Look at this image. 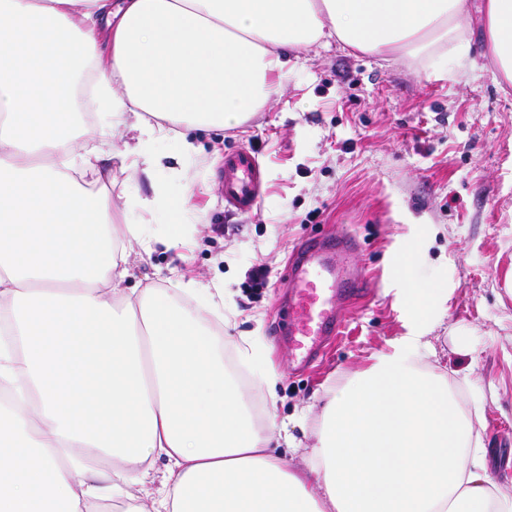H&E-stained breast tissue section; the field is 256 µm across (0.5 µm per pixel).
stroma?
I'll use <instances>...</instances> for the list:
<instances>
[{
	"mask_svg": "<svg viewBox=\"0 0 512 512\" xmlns=\"http://www.w3.org/2000/svg\"><path fill=\"white\" fill-rule=\"evenodd\" d=\"M469 77L430 76L426 65L334 43L289 66L280 91L234 127L191 133L196 153L179 178L159 171L171 197L191 184L196 224L155 225L150 252L129 257L128 285L203 280L224 287L212 322L224 359L257 334L277 375L274 411L296 440L318 424L309 406L341 389L402 337L426 336L436 371L467 376L465 402L482 405L489 473L512 482V83L496 72L479 10L468 19ZM245 148L260 164L257 206L227 211L225 153ZM179 232L181 251L164 238ZM350 234L366 279L343 304L341 336L297 362L279 333L286 272L308 242ZM268 272L254 285L255 266ZM445 288L419 316L412 289Z\"/></svg>",
	"mask_w": 512,
	"mask_h": 512,
	"instance_id": "stroma-1",
	"label": "stroma"
}]
</instances>
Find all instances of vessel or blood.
<instances>
[{
  "label": "vessel or blood",
  "mask_w": 512,
  "mask_h": 512,
  "mask_svg": "<svg viewBox=\"0 0 512 512\" xmlns=\"http://www.w3.org/2000/svg\"><path fill=\"white\" fill-rule=\"evenodd\" d=\"M259 167L254 154L237 149L224 156V203L238 213L248 212L258 197ZM353 246L350 238H337L334 246L303 247L288 266L292 304L288 313L290 342L301 360L315 357L328 336L338 332L342 320L337 304L356 294L364 281L359 272H344L331 264L329 254L343 255Z\"/></svg>",
  "instance_id": "1"
}]
</instances>
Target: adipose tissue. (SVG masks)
<instances>
[{
	"instance_id": "1",
	"label": "adipose tissue",
	"mask_w": 512,
	"mask_h": 512,
	"mask_svg": "<svg viewBox=\"0 0 512 512\" xmlns=\"http://www.w3.org/2000/svg\"><path fill=\"white\" fill-rule=\"evenodd\" d=\"M471 0H0V512H142L132 486L166 458L155 512H512L486 464L481 406L425 363L409 336L341 391L313 443L275 442L249 388L224 370L204 313L223 297L194 282L126 287L132 247L153 237L133 211L195 215L155 179L154 145L192 157L186 132L235 126L275 93L288 54L336 39L426 62L469 57ZM480 11L512 81V0ZM100 124L135 132L77 150L79 93ZM150 180L122 211L112 163ZM301 453L290 465L287 453ZM111 456L95 471L88 455Z\"/></svg>"
}]
</instances>
